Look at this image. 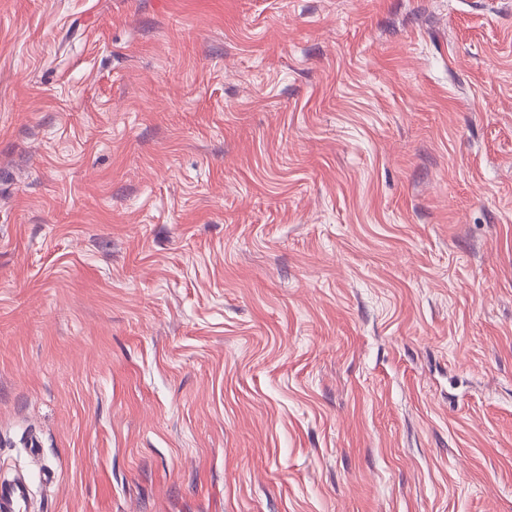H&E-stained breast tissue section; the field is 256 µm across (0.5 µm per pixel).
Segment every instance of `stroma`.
I'll return each mask as SVG.
<instances>
[{
    "instance_id": "stroma-1",
    "label": "stroma",
    "mask_w": 512,
    "mask_h": 512,
    "mask_svg": "<svg viewBox=\"0 0 512 512\" xmlns=\"http://www.w3.org/2000/svg\"><path fill=\"white\" fill-rule=\"evenodd\" d=\"M18 473L28 512H512V0H0Z\"/></svg>"
}]
</instances>
